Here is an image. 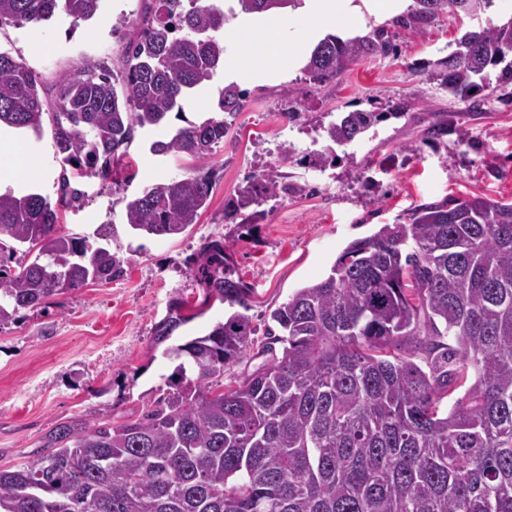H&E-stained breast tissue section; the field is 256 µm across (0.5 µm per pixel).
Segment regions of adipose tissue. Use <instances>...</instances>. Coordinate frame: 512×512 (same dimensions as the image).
Here are the masks:
<instances>
[{"label": "adipose tissue", "mask_w": 512, "mask_h": 512, "mask_svg": "<svg viewBox=\"0 0 512 512\" xmlns=\"http://www.w3.org/2000/svg\"><path fill=\"white\" fill-rule=\"evenodd\" d=\"M406 0H302L299 7L307 37L336 28L354 27L364 15L380 17L403 11ZM232 48L224 55L225 83L263 85L283 80L298 66L294 41L279 14L263 15L260 22H246L225 30ZM42 173L40 158L26 140L13 131L0 129V188L34 184Z\"/></svg>", "instance_id": "1"}]
</instances>
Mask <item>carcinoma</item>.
Listing matches in <instances>:
<instances>
[{"label":"carcinoma","mask_w":512,"mask_h":512,"mask_svg":"<svg viewBox=\"0 0 512 512\" xmlns=\"http://www.w3.org/2000/svg\"><path fill=\"white\" fill-rule=\"evenodd\" d=\"M118 67L106 58L60 74L44 112L39 75L0 52V125L41 137L49 120L62 167L57 204L37 192L0 193V331L23 313L90 283L124 278V258L59 231L58 206L83 201L68 169L115 180L135 132L164 128L181 101L224 67L229 18L295 9L299 0H142ZM461 0H415L391 27L415 29ZM103 0H0V23L37 28L63 13L92 20ZM394 52L390 27L328 35L310 51L309 81L341 77L362 57ZM455 103L512 83V20L465 32L423 67ZM218 117L171 129L155 155L189 156L183 178L144 187L125 206L138 234L177 237L208 209L212 158L244 107L236 84L217 89ZM394 111L354 110L321 125L327 151L348 146ZM288 193L274 171L253 173L224 218L254 224L253 206ZM34 259H28L30 254ZM189 275L195 312L173 298L155 325L160 345L215 302L240 310L206 335L165 348L180 380L121 424L73 417L42 451L0 469V512H512V202L483 196L414 207L350 242L328 275L270 313L265 357L237 386L224 368L252 347L253 290L235 277L222 238L204 241Z\"/></svg>","instance_id":"cac0c4a2"}]
</instances>
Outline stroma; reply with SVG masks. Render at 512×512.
<instances>
[{
	"label": "stroma",
	"mask_w": 512,
	"mask_h": 512,
	"mask_svg": "<svg viewBox=\"0 0 512 512\" xmlns=\"http://www.w3.org/2000/svg\"><path fill=\"white\" fill-rule=\"evenodd\" d=\"M140 7V0H105L95 19L77 26L63 15L38 28L3 24L0 51L40 74L50 102L61 72L89 58L119 60L127 20ZM475 25L466 15L444 13L418 32L395 28L397 56L359 59L331 82L309 83L298 69L288 80L249 88L214 157L210 206L175 238L133 234L125 204L146 186L184 175L193 162L152 155L148 137L137 136L128 149L134 160L128 177L118 184L92 180L85 202L59 215L61 233L70 236L89 237L109 225L112 250L132 258L124 279L54 297L0 331V469L33 458L43 435L67 418L122 422L168 391L175 364L154 346L153 326L173 297L196 304L200 291L187 261L211 230L225 236L238 276L253 290L247 315L260 342L270 312L298 288L326 277L351 241L380 225L406 222L423 203L469 195L511 201L512 85L494 88L491 101L472 112L450 103L422 71ZM403 102V117L337 148L325 170L308 166L307 154L326 145L318 134L322 122ZM288 111L297 113L296 121L285 119ZM439 117L447 135L439 143L424 140V129ZM30 145L43 164L35 189L57 200L61 166L51 131ZM269 168L297 189L265 200L264 220L240 234L225 221L224 203L248 174Z\"/></svg>",
	"instance_id": "obj_1"
}]
</instances>
